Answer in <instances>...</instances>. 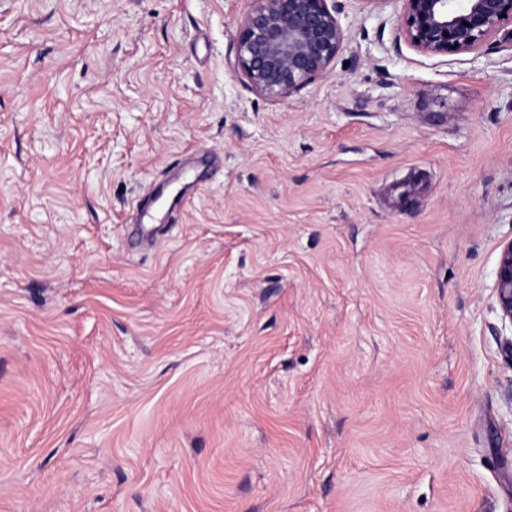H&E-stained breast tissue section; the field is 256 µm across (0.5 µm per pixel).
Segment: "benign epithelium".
Listing matches in <instances>:
<instances>
[{
  "mask_svg": "<svg viewBox=\"0 0 512 512\" xmlns=\"http://www.w3.org/2000/svg\"><path fill=\"white\" fill-rule=\"evenodd\" d=\"M330 0H253L236 39L238 68L258 94L286 99L326 76L344 41ZM401 36L429 55L474 51L512 16V0H403ZM495 299L512 325V240L503 244Z\"/></svg>",
  "mask_w": 512,
  "mask_h": 512,
  "instance_id": "7a95c632",
  "label": "benign epithelium"
}]
</instances>
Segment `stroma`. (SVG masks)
I'll return each mask as SVG.
<instances>
[{"mask_svg":"<svg viewBox=\"0 0 512 512\" xmlns=\"http://www.w3.org/2000/svg\"><path fill=\"white\" fill-rule=\"evenodd\" d=\"M252 5L0 0V512H512V17L271 99ZM495 299L502 320L512 325V240L503 244L500 251Z\"/></svg>","mask_w":512,"mask_h":512,"instance_id":"35a3bbf8","label":"stroma"}]
</instances>
